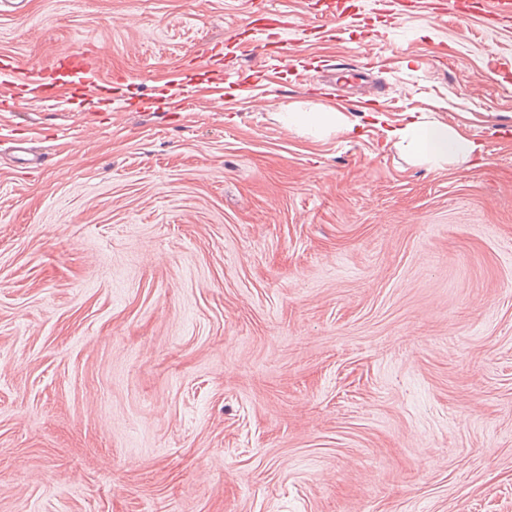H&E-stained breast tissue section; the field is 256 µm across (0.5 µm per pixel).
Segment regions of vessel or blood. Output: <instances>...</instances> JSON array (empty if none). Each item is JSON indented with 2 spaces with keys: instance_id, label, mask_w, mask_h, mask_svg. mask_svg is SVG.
Here are the masks:
<instances>
[{
  "instance_id": "vessel-or-blood-1",
  "label": "vessel or blood",
  "mask_w": 512,
  "mask_h": 512,
  "mask_svg": "<svg viewBox=\"0 0 512 512\" xmlns=\"http://www.w3.org/2000/svg\"><path fill=\"white\" fill-rule=\"evenodd\" d=\"M491 9L486 14L490 28L512 22V0H491ZM52 71L58 72L59 77L54 83H45L41 74L26 68L11 67L7 73L10 81L0 87V98L18 105L30 94L45 102L54 100L59 94H76L89 85H96L100 94H108L112 90L111 83L96 81L91 73V66L81 56L64 54L54 59Z\"/></svg>"
}]
</instances>
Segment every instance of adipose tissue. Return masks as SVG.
<instances>
[{"label":"adipose tissue","instance_id":"1","mask_svg":"<svg viewBox=\"0 0 512 512\" xmlns=\"http://www.w3.org/2000/svg\"><path fill=\"white\" fill-rule=\"evenodd\" d=\"M387 139L416 158L441 165L480 153L478 143L439 123L410 121L388 130Z\"/></svg>","mask_w":512,"mask_h":512}]
</instances>
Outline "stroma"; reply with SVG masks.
<instances>
[{
  "mask_svg": "<svg viewBox=\"0 0 512 512\" xmlns=\"http://www.w3.org/2000/svg\"><path fill=\"white\" fill-rule=\"evenodd\" d=\"M78 50L111 97L0 112V512H512V26L448 0L0 16V67ZM319 105L354 131L281 117ZM413 116L479 156L387 144Z\"/></svg>",
  "mask_w": 512,
  "mask_h": 512,
  "instance_id": "1",
  "label": "stroma"
}]
</instances>
